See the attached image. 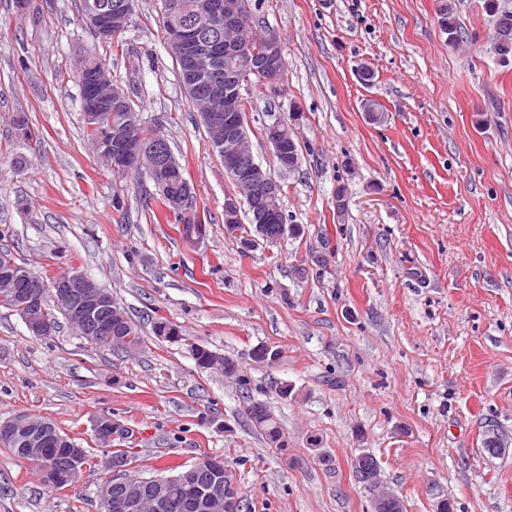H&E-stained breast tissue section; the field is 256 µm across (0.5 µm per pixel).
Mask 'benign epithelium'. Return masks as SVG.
Returning a JSON list of instances; mask_svg holds the SVG:
<instances>
[{
  "instance_id": "benign-epithelium-1",
  "label": "benign epithelium",
  "mask_w": 512,
  "mask_h": 512,
  "mask_svg": "<svg viewBox=\"0 0 512 512\" xmlns=\"http://www.w3.org/2000/svg\"><path fill=\"white\" fill-rule=\"evenodd\" d=\"M136 0H118L112 8L86 5L81 21L101 39L108 40L122 32L130 23ZM168 44L174 57L182 63L181 83L184 90L196 96L203 88L200 115L208 126L212 149L224 153V170L240 185L239 193L249 207L256 235L267 243H276L288 235L290 227L274 218L280 185L263 175L256 163L247 130V118L242 112V88L253 75L274 84L281 79L284 58L280 43L273 32L261 42H253L246 31V16L229 0H203L192 17L182 13L176 0L163 2ZM76 79L82 91V107L91 127L98 130L91 140L95 154L114 172L146 166L153 178L172 182L167 197L168 210L181 213L187 195L188 182L174 178L177 167L167 141L149 139L142 135L139 113H132L120 124L112 123V107L124 104L128 93L112 83L106 66L86 53L76 65ZM273 149L286 169L296 166V141L286 121L270 124ZM41 292L31 289L24 293L22 307L28 327L46 332L48 327L37 314ZM108 305L107 297L99 292L86 291L82 304L73 311L81 320L84 334L89 337L114 338L112 323L89 325L88 314ZM0 437L24 438L28 445H40L51 437L48 429L37 430L23 414L12 417L0 427ZM357 479L370 490L373 504L385 505L398 498L394 493L379 490L376 456L359 455ZM209 480L188 488L180 500L154 496L155 489L177 479V475L138 477L131 479L125 466L113 467L112 482L123 486L122 493L111 502L114 512H144L151 503L155 512H209L220 507L223 512H237L238 484L229 476L224 462L207 461Z\"/></svg>"
}]
</instances>
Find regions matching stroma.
Instances as JSON below:
<instances>
[{
    "label": "stroma",
    "instance_id": "1",
    "mask_svg": "<svg viewBox=\"0 0 512 512\" xmlns=\"http://www.w3.org/2000/svg\"><path fill=\"white\" fill-rule=\"evenodd\" d=\"M80 2L0 0V247L47 279L88 276L144 344L100 348L63 319L38 338L0 307V421L44 417L98 460L56 491L0 447V512H98L118 448L146 476L223 460L242 512H373L351 468L363 452L406 512H512V446L482 445L512 443V64L493 52L487 0H253L285 69L245 85L248 133L295 232L248 251L226 231L237 188L181 88L160 0H137L109 43ZM89 50L168 139L205 236H184L146 169L118 175L92 151L75 78ZM22 117L33 141L15 136ZM279 119L302 149L291 172L263 134ZM160 318L183 341L156 336ZM194 342L236 362L287 450L255 430L235 379L196 367ZM262 346L280 360L255 362ZM102 416L119 425L107 444Z\"/></svg>",
    "mask_w": 512,
    "mask_h": 512
}]
</instances>
